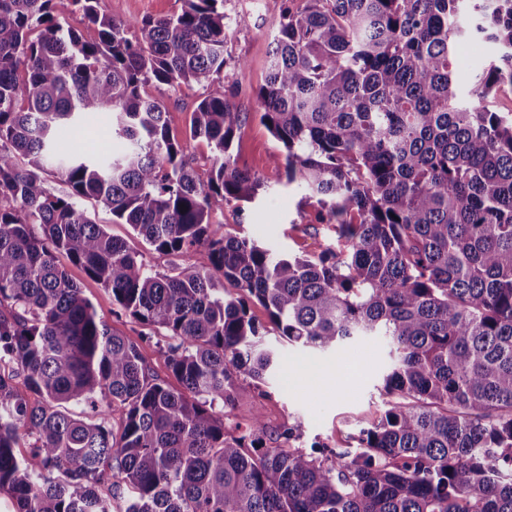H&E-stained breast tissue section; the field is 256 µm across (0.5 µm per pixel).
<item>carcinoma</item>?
Returning <instances> with one entry per match:
<instances>
[{
    "label": "carcinoma",
    "instance_id": "obj_1",
    "mask_svg": "<svg viewBox=\"0 0 512 512\" xmlns=\"http://www.w3.org/2000/svg\"><path fill=\"white\" fill-rule=\"evenodd\" d=\"M71 3L96 39L54 0H0V491L14 512H112L98 489L117 483L126 512H512V112L487 104L512 86V0H285L257 101L274 168L335 227L303 256L212 218L268 188L231 152L246 113L224 81V0L133 22ZM475 38L491 58L465 81L455 60ZM191 83L206 89L189 128L213 152L205 180L143 93ZM103 113L122 153L59 151ZM82 199L192 262L153 269ZM60 255L149 332L113 333ZM254 302L290 344L387 341L385 410L354 451L309 453L301 425L270 434L259 413L225 422L279 361ZM155 333L178 389L143 362ZM59 9L62 10L63 17L68 22L70 27L81 32L87 39L97 38L96 28L88 23L81 12L74 10L73 7L68 4V1L64 4V6H59Z\"/></svg>",
    "mask_w": 512,
    "mask_h": 512
}]
</instances>
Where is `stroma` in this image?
<instances>
[{"mask_svg":"<svg viewBox=\"0 0 512 512\" xmlns=\"http://www.w3.org/2000/svg\"><path fill=\"white\" fill-rule=\"evenodd\" d=\"M179 0H105L112 18L135 21L176 12ZM284 0H224L227 23L228 80L234 85V101L249 118L234 147L239 168L265 178L268 192L252 203L236 208L227 204L215 218L225 231L255 238L277 252L313 254L334 237L331 226L317 223L311 207L302 205L303 192L279 184L272 165L277 143L259 119L257 88L267 76L270 34L277 25ZM150 96L163 99L172 134L184 144L200 176H208L213 153L206 141L189 137V124L205 90L197 84L175 88L149 85ZM68 276L90 299L112 330L133 335L129 318L114 314L112 298L96 281L71 262H64ZM279 353L278 369L265 389L243 385L231 412L235 421L261 414L268 429L303 422V449L326 446L345 450L355 447L360 429L376 422L384 410L382 374L391 359L387 342L379 337L356 338L339 351L318 353L269 332Z\"/></svg>","mask_w":512,"mask_h":512,"instance_id":"1","label":"stroma"}]
</instances>
